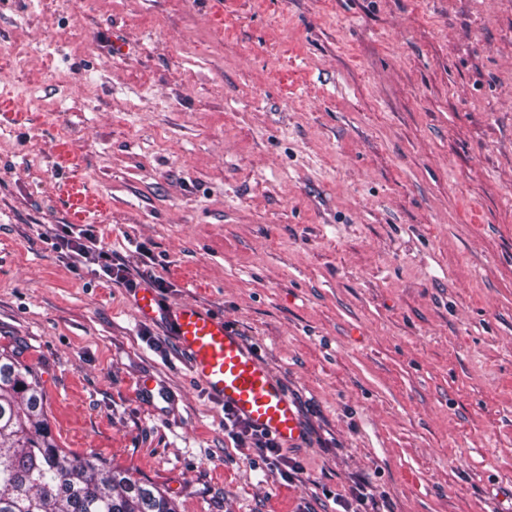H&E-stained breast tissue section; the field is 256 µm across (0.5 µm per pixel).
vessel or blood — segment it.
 <instances>
[{
	"label": "vessel or blood",
	"instance_id": "vessel-or-blood-1",
	"mask_svg": "<svg viewBox=\"0 0 512 512\" xmlns=\"http://www.w3.org/2000/svg\"><path fill=\"white\" fill-rule=\"evenodd\" d=\"M134 302L142 319L166 317L193 378L225 408L281 444L302 436V422L284 385L222 317L195 303L165 310L149 288L138 289Z\"/></svg>",
	"mask_w": 512,
	"mask_h": 512
}]
</instances>
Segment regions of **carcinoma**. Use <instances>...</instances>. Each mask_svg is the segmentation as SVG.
Instances as JSON below:
<instances>
[{"instance_id": "carcinoma-1", "label": "carcinoma", "mask_w": 512, "mask_h": 512, "mask_svg": "<svg viewBox=\"0 0 512 512\" xmlns=\"http://www.w3.org/2000/svg\"><path fill=\"white\" fill-rule=\"evenodd\" d=\"M0 512H176L159 488L58 446L32 371L0 352Z\"/></svg>"}]
</instances>
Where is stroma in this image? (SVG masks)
Segmentation results:
<instances>
[{
    "instance_id": "1",
    "label": "stroma",
    "mask_w": 512,
    "mask_h": 512,
    "mask_svg": "<svg viewBox=\"0 0 512 512\" xmlns=\"http://www.w3.org/2000/svg\"><path fill=\"white\" fill-rule=\"evenodd\" d=\"M0 101V349L60 447L177 512H512V0H0ZM65 224L257 350L285 465ZM68 226L69 231H67L64 235H58L56 239L58 240L56 244L60 247V249H65L70 258L78 259L86 258L90 256L94 261L102 262L101 269L105 275H107L111 280L123 285L125 288L129 290H136L137 282L135 278L132 277V274L129 272V269L125 265H112V263H107L108 260V252L103 250L101 242L94 234L93 229L89 228H78L75 225ZM101 246V247H99Z\"/></svg>"
}]
</instances>
